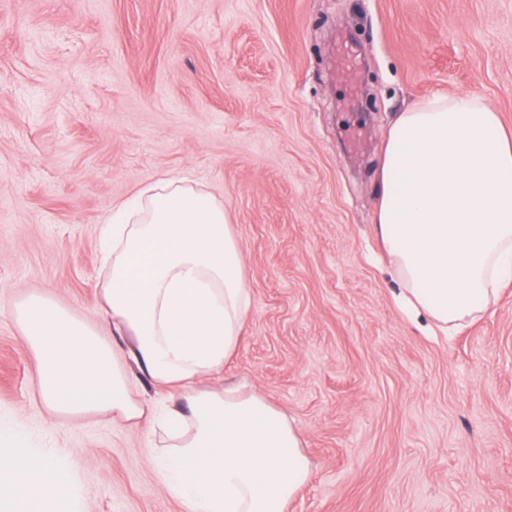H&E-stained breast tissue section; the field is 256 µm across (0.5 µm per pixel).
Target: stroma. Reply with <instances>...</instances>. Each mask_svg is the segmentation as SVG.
<instances>
[{"label": "stroma", "instance_id": "35a3bbf8", "mask_svg": "<svg viewBox=\"0 0 512 512\" xmlns=\"http://www.w3.org/2000/svg\"><path fill=\"white\" fill-rule=\"evenodd\" d=\"M460 93L512 136V0H0V425L52 452L81 512H182L148 429L41 402L13 312L93 319L102 224L186 177L252 291L223 379L310 463L288 512H512V282L432 334L374 231L394 117Z\"/></svg>", "mask_w": 512, "mask_h": 512}]
</instances>
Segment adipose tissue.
Wrapping results in <instances>:
<instances>
[{"mask_svg":"<svg viewBox=\"0 0 512 512\" xmlns=\"http://www.w3.org/2000/svg\"><path fill=\"white\" fill-rule=\"evenodd\" d=\"M481 98H435L388 133L376 232L402 300L429 328L456 331L512 280V144ZM132 224L105 228L97 322L40 295L15 317L52 412H109L161 432L153 458L183 512H287L310 465L287 416L238 386L198 388L244 339L251 290L222 206L161 180ZM70 474L0 427V506L47 512Z\"/></svg>","mask_w":512,"mask_h":512,"instance_id":"obj_1","label":"adipose tissue"}]
</instances>
